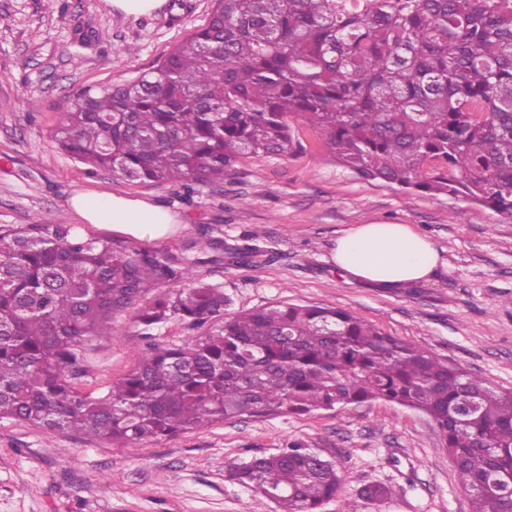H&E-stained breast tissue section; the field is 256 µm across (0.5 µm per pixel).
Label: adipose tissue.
<instances>
[{"label":"adipose tissue","mask_w":512,"mask_h":512,"mask_svg":"<svg viewBox=\"0 0 512 512\" xmlns=\"http://www.w3.org/2000/svg\"><path fill=\"white\" fill-rule=\"evenodd\" d=\"M69 205L84 222L132 238L148 230L161 240L177 227L168 210L143 199L79 191ZM333 260L342 276L392 288L427 279L440 254L413 225L357 224L337 238Z\"/></svg>","instance_id":"adipose-tissue-1"}]
</instances>
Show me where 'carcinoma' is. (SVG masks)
<instances>
[{"mask_svg": "<svg viewBox=\"0 0 512 512\" xmlns=\"http://www.w3.org/2000/svg\"><path fill=\"white\" fill-rule=\"evenodd\" d=\"M293 117L364 180L512 218V0H219L153 71L78 91L55 137L81 163L189 199L248 154L302 152ZM257 238L230 263L257 266ZM218 262L0 225V419L120 446L381 400L433 421L473 512H512V391L344 309L230 314L224 289L192 274ZM128 310L145 332L178 318L202 333L141 353L102 395L81 391L88 347ZM227 474L278 512H317L341 487L298 442Z\"/></svg>", "mask_w": 512, "mask_h": 512, "instance_id": "obj_1", "label": "carcinoma"}]
</instances>
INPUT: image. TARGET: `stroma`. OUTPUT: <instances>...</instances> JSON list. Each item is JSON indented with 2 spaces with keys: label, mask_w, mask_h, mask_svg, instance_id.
I'll return each mask as SVG.
<instances>
[{
  "label": "stroma",
  "mask_w": 512,
  "mask_h": 512,
  "mask_svg": "<svg viewBox=\"0 0 512 512\" xmlns=\"http://www.w3.org/2000/svg\"><path fill=\"white\" fill-rule=\"evenodd\" d=\"M216 0H165L125 14L110 0H0V225L64 222L120 251L185 252L203 233L225 247L262 228L270 261L256 269L200 265L196 279L223 287L231 311L279 303L352 311L382 332L512 390V218L444 194L368 182L337 165L319 138L292 120L305 150L248 155L223 182L184 201L166 183L131 182L60 150L54 131L73 94L119 86L156 67ZM134 54H127V47ZM80 190L140 198L181 222L167 240L132 239L83 223L68 201ZM356 224H411L443 260L427 281L376 288L347 280L332 255ZM196 331L170 319L142 335L116 315L109 338L87 354L80 388L105 392L151 346L183 344ZM334 461L340 494L320 512H471L431 419L374 401L304 415H244L162 442L120 447L0 420V512H276L273 502L226 477L228 464L279 453L289 442ZM384 484L377 503L360 491Z\"/></svg>",
  "instance_id": "stroma-1"
}]
</instances>
